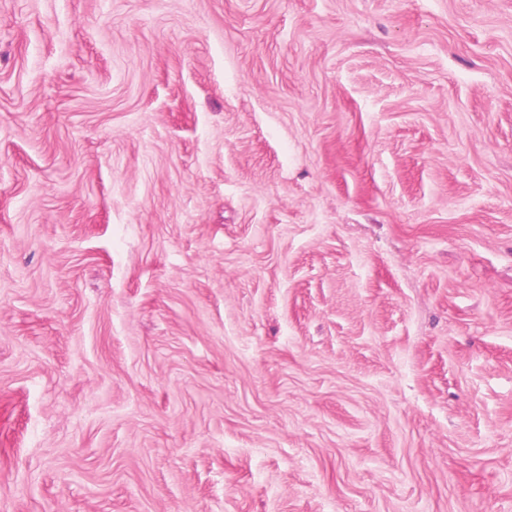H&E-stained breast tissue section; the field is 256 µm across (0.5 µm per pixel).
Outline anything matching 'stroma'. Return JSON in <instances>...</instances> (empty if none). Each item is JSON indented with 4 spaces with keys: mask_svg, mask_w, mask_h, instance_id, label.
<instances>
[{
    "mask_svg": "<svg viewBox=\"0 0 512 512\" xmlns=\"http://www.w3.org/2000/svg\"><path fill=\"white\" fill-rule=\"evenodd\" d=\"M0 512H512V0H0Z\"/></svg>",
    "mask_w": 512,
    "mask_h": 512,
    "instance_id": "1",
    "label": "stroma"
}]
</instances>
